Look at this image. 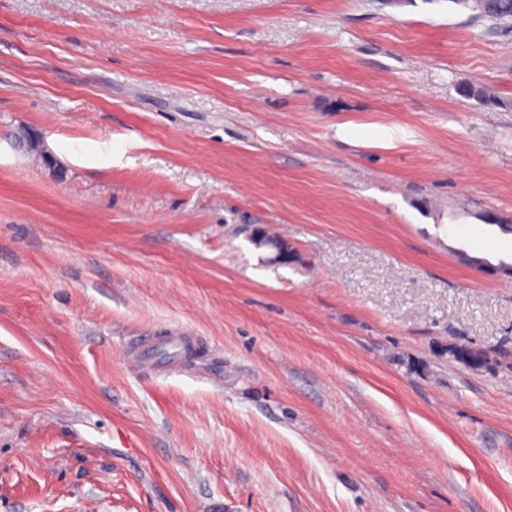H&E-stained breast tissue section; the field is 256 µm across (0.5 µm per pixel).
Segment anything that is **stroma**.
Instances as JSON below:
<instances>
[{
  "label": "stroma",
  "instance_id": "1",
  "mask_svg": "<svg viewBox=\"0 0 512 512\" xmlns=\"http://www.w3.org/2000/svg\"><path fill=\"white\" fill-rule=\"evenodd\" d=\"M488 210L512 23L0 0V512H512V279L464 262H512ZM180 329L197 356L141 365Z\"/></svg>",
  "mask_w": 512,
  "mask_h": 512
}]
</instances>
